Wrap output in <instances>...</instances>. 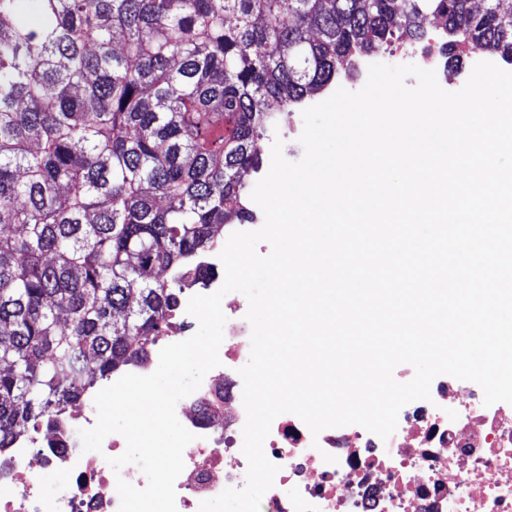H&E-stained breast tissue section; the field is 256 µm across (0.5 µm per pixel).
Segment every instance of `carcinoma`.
<instances>
[{
	"label": "carcinoma",
	"instance_id": "cac0c4a2",
	"mask_svg": "<svg viewBox=\"0 0 512 512\" xmlns=\"http://www.w3.org/2000/svg\"><path fill=\"white\" fill-rule=\"evenodd\" d=\"M446 64H512V0H0V453L168 335L266 106L301 103L419 20Z\"/></svg>",
	"mask_w": 512,
	"mask_h": 512
}]
</instances>
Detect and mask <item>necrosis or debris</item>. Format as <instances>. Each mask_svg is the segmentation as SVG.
<instances>
[{
	"mask_svg": "<svg viewBox=\"0 0 512 512\" xmlns=\"http://www.w3.org/2000/svg\"><path fill=\"white\" fill-rule=\"evenodd\" d=\"M224 313L220 366L176 407L195 436L175 483L177 512H199L202 501L246 482L239 370L249 360L251 329L237 293L225 296ZM431 396L404 406L385 440L358 425L315 436L294 414L276 417L264 453L278 472L261 512H512V405H484L477 384L447 375L433 381ZM96 421L89 397L75 428L64 429L53 446L17 441L0 461L7 487L0 512H118L117 479L145 487L138 465L116 471L108 463L125 451L123 436H107L101 451L83 450L79 432ZM327 453L333 462L324 461ZM43 467L58 473L56 489L42 483Z\"/></svg>",
	"mask_w": 512,
	"mask_h": 512,
	"instance_id": "1",
	"label": "necrosis or debris"
}]
</instances>
